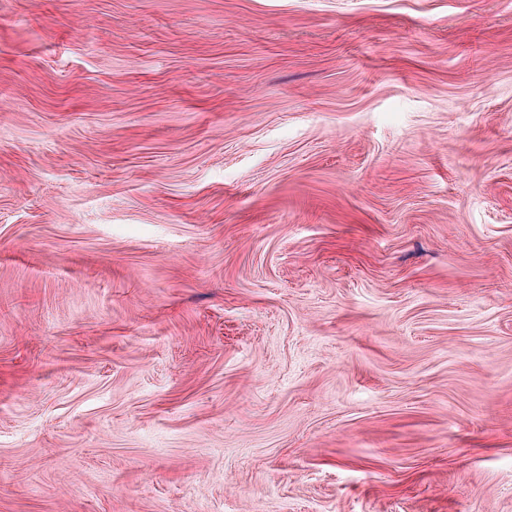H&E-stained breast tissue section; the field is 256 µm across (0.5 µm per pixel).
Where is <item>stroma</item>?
<instances>
[{
  "instance_id": "stroma-1",
  "label": "stroma",
  "mask_w": 512,
  "mask_h": 512,
  "mask_svg": "<svg viewBox=\"0 0 512 512\" xmlns=\"http://www.w3.org/2000/svg\"><path fill=\"white\" fill-rule=\"evenodd\" d=\"M0 512H512V0H0Z\"/></svg>"
}]
</instances>
